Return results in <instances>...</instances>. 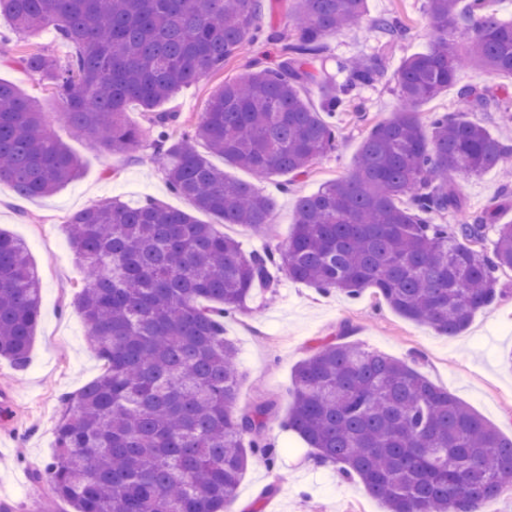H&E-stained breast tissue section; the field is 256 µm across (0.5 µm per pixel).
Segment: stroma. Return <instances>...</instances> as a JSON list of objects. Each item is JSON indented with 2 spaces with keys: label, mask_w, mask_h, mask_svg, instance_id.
<instances>
[{
  "label": "stroma",
  "mask_w": 512,
  "mask_h": 512,
  "mask_svg": "<svg viewBox=\"0 0 512 512\" xmlns=\"http://www.w3.org/2000/svg\"><path fill=\"white\" fill-rule=\"evenodd\" d=\"M370 15L404 14L410 22L406 39L385 56L387 76L360 91L337 120L341 133L336 151L317 159L308 175L289 181L273 174L257 182L275 201L272 226L261 237L237 224L216 222L195 212L192 202L169 191L148 147L130 153L92 151L72 136L64 121L53 132L82 163L78 179L53 195L17 197L10 184L0 182V230L21 240L42 278V307L36 338L24 368L0 358V501L11 512H74L33 483L31 472L54 452V427L65 396L77 393L102 371V363L88 345V328L74 304L86 272L68 243L66 218L105 200H157L168 207L196 213L200 222L239 240L244 250L284 246L292 233L298 199L317 192L323 183L350 171L370 128L388 119L399 104L394 75L403 59L426 51L431 43L425 22V0H368ZM0 33V79L15 83L35 96L43 110L60 111L63 102L39 75L16 67L13 58L22 48L39 49L65 58L70 48L54 31L42 28L21 37L9 35L5 20ZM379 43L365 27L330 37L320 64L336 73L339 59L370 55ZM237 58L223 71L182 88L167 104L179 112L183 127L198 124L204 105L224 79L245 69ZM466 210L479 213L499 206L498 223H512V205L502 202L497 171L479 176L452 177ZM501 296L477 312L459 335H438L428 326L393 311L374 289L355 300L281 276L278 292L266 305L236 313L224 321V335L233 342L241 376L239 401L250 405L260 394L277 402L268 442L277 448L275 467L250 459L230 512H384L361 482L345 477L337 467L319 462L310 448L284 429L292 405L297 365L322 342L348 331L350 340L388 357L412 364L437 386L448 389L489 424L512 436V271L499 272Z\"/></svg>",
  "instance_id": "stroma-1"
}]
</instances>
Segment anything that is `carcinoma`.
Returning a JSON list of instances; mask_svg holds the SVG:
<instances>
[{
    "label": "carcinoma",
    "mask_w": 512,
    "mask_h": 512,
    "mask_svg": "<svg viewBox=\"0 0 512 512\" xmlns=\"http://www.w3.org/2000/svg\"><path fill=\"white\" fill-rule=\"evenodd\" d=\"M263 0H0V17L24 34L55 29L63 61L41 50L17 63L63 102L58 115L92 148L145 144L173 193L225 224L263 234L274 201L252 182L228 178L207 155L262 179L310 172L336 149L334 117L386 76L384 54L342 59L343 80L316 67L326 38L367 21L392 47L409 27L399 16L366 18L367 0H296L290 33L263 22ZM432 45L395 74L399 106L364 138L354 167L296 205L280 252L248 253L213 225L162 204L110 201L65 225L88 271L76 303L99 376L66 398L56 451L36 479L75 512H227L249 458L276 464L266 441L275 404L238 406L236 348L223 318L277 293V272L351 299L373 288L402 317L456 336L500 294L512 270V224L496 209L456 224L463 211L448 183L512 160V143L468 118L509 112L512 98L462 86L465 107L420 106L456 83L466 60L512 75V21L489 0H426ZM281 44L274 66L255 61L211 94L201 121L180 132L161 108L182 87L224 69L261 34ZM314 87L321 111L299 90ZM136 106L145 124L126 114ZM202 142L201 154L191 141ZM80 172L53 135L49 113L0 80V181L32 198ZM494 231L491 251L485 250ZM38 274L25 245L0 231V357L23 368L41 313ZM284 427L324 463L356 477L386 512H481L512 492V438L414 367L348 341H328L296 368Z\"/></svg>",
    "instance_id": "cac0c4a2"
}]
</instances>
